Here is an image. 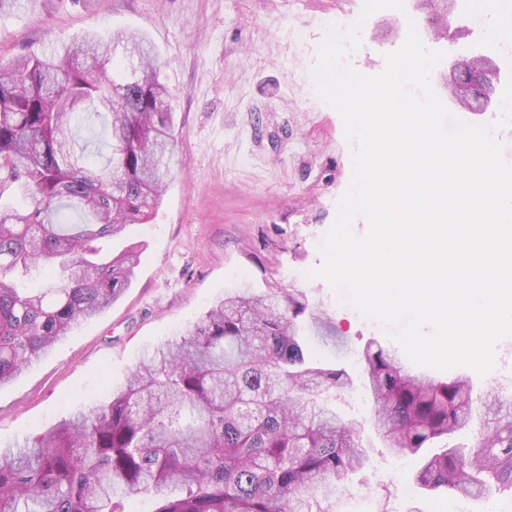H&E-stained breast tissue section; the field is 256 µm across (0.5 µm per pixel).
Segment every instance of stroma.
I'll list each match as a JSON object with an SVG mask.
<instances>
[{
	"instance_id": "35a3bbf8",
	"label": "stroma",
	"mask_w": 512,
	"mask_h": 512,
	"mask_svg": "<svg viewBox=\"0 0 512 512\" xmlns=\"http://www.w3.org/2000/svg\"><path fill=\"white\" fill-rule=\"evenodd\" d=\"M363 0H23L0 13V61L39 54L94 32L129 29L154 45L162 81L174 93L176 175L147 223L133 224L117 247L137 245L131 288L110 308L0 387V445L32 436L123 385L144 352L185 334L230 288L298 290L336 332L308 330L307 345L327 365L350 373L375 341L397 344L383 328L342 304L320 270L318 245L331 229L352 176L354 149L340 114L317 95L313 68L332 25L353 24ZM461 20L432 39L418 0L373 13L361 46L347 56L377 75L416 28L423 44L449 58L490 55L512 74V42L483 44L490 23L475 0H457ZM492 372L460 367L476 386L512 396V338L493 345ZM362 385L336 401L362 424L368 467L350 474L333 512H486L492 501L418 487L417 459L384 448Z\"/></svg>"
}]
</instances>
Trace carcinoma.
I'll return each mask as SVG.
<instances>
[{"mask_svg":"<svg viewBox=\"0 0 512 512\" xmlns=\"http://www.w3.org/2000/svg\"><path fill=\"white\" fill-rule=\"evenodd\" d=\"M172 91L154 47L135 32L88 35L0 65V386L108 309L132 282L136 247L103 246L142 224L173 171ZM106 123L109 153L90 159L72 128ZM77 204L82 224L60 218ZM37 271L38 289L24 287ZM327 323L290 291L246 285L216 300L184 336L155 348L103 401L0 448V512H330L347 476L366 467L362 425L329 398L351 390L342 366L316 362L306 319ZM363 384L385 447L420 456L427 492L512 489V399L468 378L408 373L376 342L361 350ZM484 408L470 446L445 441ZM439 443L432 455L420 451Z\"/></svg>","mask_w":512,"mask_h":512,"instance_id":"carcinoma-1","label":"carcinoma"}]
</instances>
